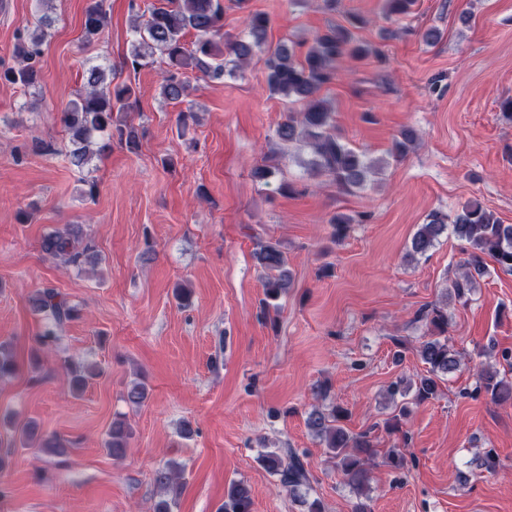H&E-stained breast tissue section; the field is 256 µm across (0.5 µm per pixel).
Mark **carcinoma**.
<instances>
[{
  "mask_svg": "<svg viewBox=\"0 0 512 512\" xmlns=\"http://www.w3.org/2000/svg\"><path fill=\"white\" fill-rule=\"evenodd\" d=\"M39 16L34 26L19 33L17 38L18 63L0 73V80L35 87L41 81L39 58L42 46L54 19L45 8L51 0H37ZM414 0H385V17L389 20L407 16ZM106 23L104 0H90L85 10L84 33L91 39L99 35ZM364 23L354 18L351 27L332 25L312 39L303 54L293 46L279 43L271 46L267 41L269 18L259 12H250L245 19L243 36L224 40L223 0H159L147 8L141 22L134 26L136 39L132 44L126 64L136 70L146 64L155 53L165 58L167 68L162 74L161 93L169 102H180L186 96L187 84L183 70L194 68L205 76L220 80L224 75L235 76L258 52L265 55L270 89L288 99L291 109L280 122L275 134L285 143L310 152L308 169L317 176H328L343 192L354 193L371 186L372 177L386 163L383 158H372L363 151L348 147L336 134L333 114L327 100L319 96L320 90L333 83L344 58L362 59L373 53L370 46L358 41L352 27ZM194 31L195 41L188 49L183 37ZM229 54L232 59L224 58ZM106 73L99 65L85 71L83 91L62 109L59 121L70 135L72 149L70 163L81 168L95 154L111 149L112 131L130 152L139 149V136L132 125L118 124L114 113L129 111L134 91L131 86L117 84L103 87ZM416 142V132L404 129L393 141L388 155L403 159ZM451 234L467 244L468 258L462 272L446 287L441 301L425 308L421 318L426 320L429 339L419 347V355L427 365L426 373L415 384L414 399L426 401L439 391V382L454 373L461 365L458 354L448 345V304L468 300L478 288L480 280L490 274L488 262L501 270L512 272V224H503L479 202L472 200L451 212L434 211L426 222L419 225L407 249V258L418 261L426 258L440 238ZM42 251L63 264L81 267L97 260L93 240L81 227L73 226L56 230L46 236ZM258 264L270 275L264 284V297L260 304L267 313L277 308V300L292 286V276L285 269L280 245L268 242L255 254ZM32 312L46 321L48 328L34 337L33 354L50 348L56 341L55 329L78 315L75 306L54 287L38 288L31 297ZM70 378L74 393L80 394L89 382L99 375L96 366L85 365L70 359L62 362ZM17 370L13 350L0 343V380L12 376ZM476 390L490 395L498 403L512 401V382L499 376L495 369L481 372ZM147 399V388L140 381L127 385L124 400L132 407H140ZM346 412L335 407L326 413L313 408L306 424L310 432L325 445L329 458L336 461L347 485L357 495L368 487L370 468L378 455L370 434H350L344 427ZM132 432L122 417L113 419L104 448L114 459L125 457ZM13 447L30 449L33 454L61 457L65 454L63 442L56 436H39V427L33 421L13 426ZM259 461L280 485L302 503L305 512H324L318 498H309V472L299 454L287 455L279 451L262 454ZM180 465L169 463L155 472V483L163 497L153 505V512H172L183 485L179 482ZM252 496L243 481L232 482L224 492L221 512H252Z\"/></svg>",
  "mask_w": 512,
  "mask_h": 512,
  "instance_id": "carcinoma-1",
  "label": "carcinoma"
}]
</instances>
